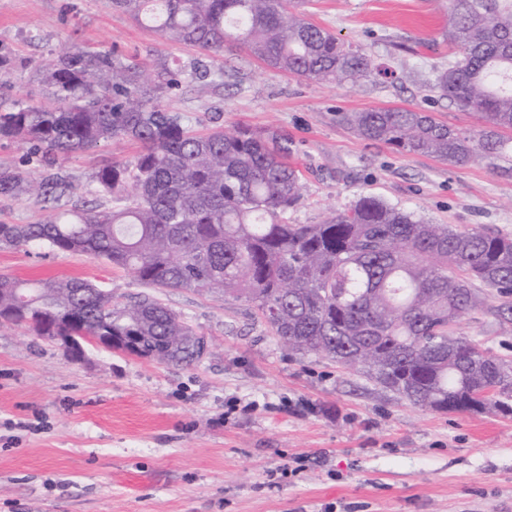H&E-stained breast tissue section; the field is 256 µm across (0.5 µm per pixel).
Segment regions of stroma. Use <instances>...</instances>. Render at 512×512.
Here are the masks:
<instances>
[{"instance_id":"1","label":"stroma","mask_w":512,"mask_h":512,"mask_svg":"<svg viewBox=\"0 0 512 512\" xmlns=\"http://www.w3.org/2000/svg\"><path fill=\"white\" fill-rule=\"evenodd\" d=\"M318 25L368 51L388 77L320 85L225 53L223 83H183L165 106L192 128H276L293 140L302 195L292 224H317L360 195L457 229L512 235V174L477 159L452 166L359 138L340 112L420 107L449 127L479 121L427 99L453 50L448 0H310ZM116 49L153 65L200 54L162 43L111 0H0V53L13 64L5 102L52 103L43 65L70 44ZM137 144H104L61 165L77 202L97 169ZM104 284L112 300L149 293L209 343L190 366L87 347L72 360L23 327H0V512H512V415L425 411L327 359L289 353L247 302L147 289L87 254L0 247V273ZM464 315L462 336L512 360L499 299Z\"/></svg>"}]
</instances>
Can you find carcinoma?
I'll return each instance as SVG.
<instances>
[{"label": "carcinoma", "instance_id": "cac0c4a2", "mask_svg": "<svg viewBox=\"0 0 512 512\" xmlns=\"http://www.w3.org/2000/svg\"><path fill=\"white\" fill-rule=\"evenodd\" d=\"M303 0H112V8L169 44L212 61L243 50L265 66L317 84L355 86L378 73L372 56L311 22ZM456 59L430 89L475 113L463 133L418 108L338 112L359 137L455 166L477 158L512 163V0H448ZM55 105L0 102V138L28 145L26 164L0 170V196L45 202L73 196L59 157L134 142L131 159L102 166L96 192L112 206L56 210L35 224H0V246L46 245L131 272L152 288L221 292L245 300L280 345L356 370L422 410L477 413L512 386V362L458 334L483 304L474 285L496 290L493 315L512 322V236L458 230L362 196L320 224H290L300 198L292 141L273 129L237 126L196 133L162 102L186 77H224L200 63L148 70L118 51L73 46L44 64ZM27 299L12 321L45 339L53 329L123 337L159 363H196L195 328L158 299L114 305L87 280H21L0 274V310Z\"/></svg>", "mask_w": 512, "mask_h": 512}]
</instances>
